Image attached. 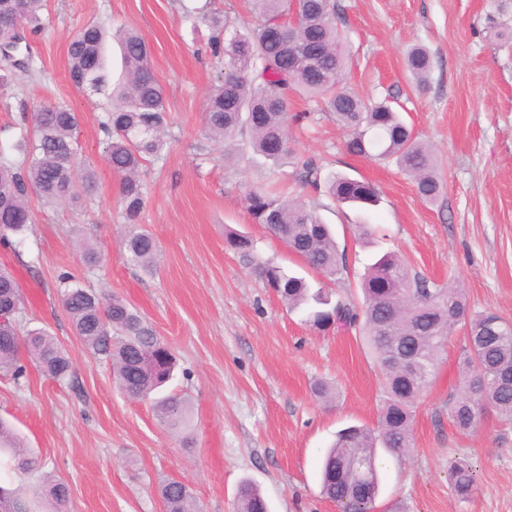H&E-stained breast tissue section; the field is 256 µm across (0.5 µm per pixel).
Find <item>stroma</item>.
<instances>
[{"label": "stroma", "instance_id": "1", "mask_svg": "<svg viewBox=\"0 0 512 512\" xmlns=\"http://www.w3.org/2000/svg\"><path fill=\"white\" fill-rule=\"evenodd\" d=\"M208 1L237 24L252 19L248 0H45L40 28L26 39L30 71L0 88V157L15 158V141L30 130L25 113L62 103L80 114L78 160L95 177L73 206L30 192L32 224L16 245L0 244V266L23 292V320L56 336L74 366L62 383L32 365L20 379L1 376L0 418L69 485L70 512H164L158 485L169 478L191 487L202 512H234L245 480L271 512H337L320 494L321 459L338 430L376 427L381 381L361 336L310 330L226 247L227 232L249 235L262 257L321 285L253 222L244 203L250 187L273 185L319 204L347 249L337 297L360 299L367 264L396 252L433 286L464 288L472 310L512 321V41L498 36L512 28V0H332L349 52L346 87L372 103L393 100L432 147L444 184L437 200L424 201L395 164L349 155L346 132L293 98L292 155L315 160L327 176L371 181L380 201L368 209L302 188L292 163L273 167L254 156L247 133L222 145L207 138L202 110L221 64L209 50L211 28L192 11ZM92 20L140 31L166 89V148L144 169L148 198L138 219L158 244L148 272L122 246L119 179L101 130L105 99L68 75L69 42ZM413 45L432 59L423 88L406 69ZM359 224L372 225L371 244L360 242ZM85 242L101 252L97 266L84 263ZM66 275L127 300L174 349L178 368L167 390L187 400L193 447H181L152 400L121 392L109 364L74 335L60 302ZM462 344L455 331L416 402L409 454L398 461L379 452L377 512H512V425L489 414L463 434L448 417ZM317 380L335 386V400L314 396ZM454 457L475 480L465 500L451 486Z\"/></svg>", "mask_w": 512, "mask_h": 512}]
</instances>
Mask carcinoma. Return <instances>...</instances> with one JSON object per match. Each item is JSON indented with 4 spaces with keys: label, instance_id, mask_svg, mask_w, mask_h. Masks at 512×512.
<instances>
[{
    "label": "carcinoma",
    "instance_id": "1",
    "mask_svg": "<svg viewBox=\"0 0 512 512\" xmlns=\"http://www.w3.org/2000/svg\"><path fill=\"white\" fill-rule=\"evenodd\" d=\"M43 0H0V19L11 18L0 29V86L13 72L30 68L22 56L16 30L36 29ZM257 21L234 30L227 17L202 16L216 32L213 56H224V76L209 91L203 109V129L217 142L247 132L252 152L274 164L288 158L286 125L288 99L306 95L324 105L336 124L348 133L349 154L388 160L412 178L419 195L435 200L441 190L430 146L413 134L391 105L368 104L339 88L348 62L346 46L336 25L331 0H254ZM107 30L98 23L84 25L68 47L70 80L94 91L106 85L103 50ZM123 79L112 87L104 107L102 129L108 139V160L120 177V204L128 227L124 248L129 261L150 268L158 245L154 236L136 224L146 203L144 164L162 155L166 142V95L149 67L150 45L135 29L120 32ZM412 75L425 87L431 71L426 50L407 55ZM33 137L15 145L18 162H0V243L22 233L32 223L26 196L36 190L50 202H73L92 187L94 174L79 165L73 135L79 115L60 103H40L31 113ZM305 184L320 188V168L299 159ZM333 201L354 207L378 202L375 186L366 179L335 175L328 181ZM247 209L288 251L310 269L339 281L348 269L331 227L314 209L296 199L252 187ZM225 243L270 288L290 312H301L304 322L318 331H355L372 351L382 383V406L376 428L350 426L336 433L321 467V493L339 512H372L379 492L376 450L381 447L402 458L411 447L414 405L430 387L438 356L457 326L464 329L459 379L448 403V417L461 432L477 426L485 412L512 424V323L497 313L469 309L462 289L450 283L434 288L411 273L406 260L395 253L372 263L360 283L362 303L332 299V294L310 284L275 260L262 258L254 241L230 232ZM62 306L74 334L90 352L111 363L117 386L127 396L146 398L172 378L177 359L172 347L156 336L151 325L128 301L99 294L76 279L64 282ZM22 293L15 276L0 267V373L19 378L25 372L20 352L50 379L63 382L73 362L57 338L45 328H29L19 321ZM160 419L174 430L187 426L188 408L178 395L157 399ZM0 454L11 469L30 473L37 460L26 454L19 437L0 421ZM452 486L461 498L471 495L474 477L463 460L450 463ZM165 512H198L190 486L176 479L159 484ZM43 512H68L66 482L44 477ZM237 512H269L261 492L250 481L240 484ZM0 512H28L24 504L0 487Z\"/></svg>",
    "mask_w": 512,
    "mask_h": 512
}]
</instances>
